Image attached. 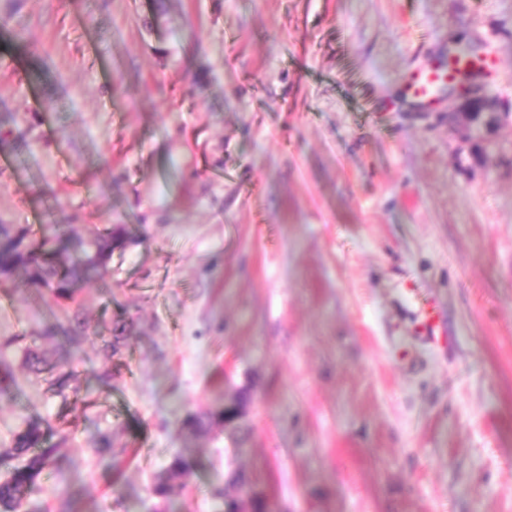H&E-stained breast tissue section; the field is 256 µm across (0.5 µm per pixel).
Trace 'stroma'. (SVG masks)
<instances>
[{"mask_svg": "<svg viewBox=\"0 0 512 512\" xmlns=\"http://www.w3.org/2000/svg\"><path fill=\"white\" fill-rule=\"evenodd\" d=\"M154 9L0 0V222L128 237L79 293L97 407L62 411L13 364L0 447L25 418L77 423L38 503L222 512L237 468L272 512H512V0ZM467 40L500 114L481 132L459 94L424 111L403 90ZM71 313L0 280L1 337L49 351L40 329ZM119 318L133 335L103 389ZM241 391V445L180 430ZM179 453L187 486L155 497Z\"/></svg>", "mask_w": 512, "mask_h": 512, "instance_id": "obj_1", "label": "stroma"}]
</instances>
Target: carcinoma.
<instances>
[{"label":"carcinoma","instance_id":"cac0c4a2","mask_svg":"<svg viewBox=\"0 0 512 512\" xmlns=\"http://www.w3.org/2000/svg\"><path fill=\"white\" fill-rule=\"evenodd\" d=\"M124 244L121 234L110 226L89 230L87 237L74 246L69 231L56 225L41 229L37 237L28 226L0 224V278L20 275L27 288L56 302L76 305L77 293L84 283L109 276L112 250ZM132 328L133 322L119 321L113 325L112 336L101 339V350L107 358L121 355ZM40 336L53 344V358L23 345V336L0 339V401H9L13 395V373L7 352L17 349L22 352V363L28 372L41 381L45 393L59 399L63 407L92 405L82 395L81 378L72 366L76 350L88 338L85 322L76 315L65 326L47 324ZM74 425L75 421L71 420L67 428L58 430L48 422L29 421L16 434L12 446L0 451V467H5L0 477V512H42L38 506H29L30 500L39 491V478L44 471L62 475L67 469L68 460L59 453V448L68 442ZM180 427L190 435L226 429L243 436L248 433L243 420L222 408L189 412L180 420ZM190 475V462L181 455L174 456L154 485V495L166 498L172 483L183 485ZM228 486L238 491L246 486L251 488L255 512H266L270 508L268 497L256 481L242 471H229Z\"/></svg>","mask_w":512,"mask_h":512}]
</instances>
